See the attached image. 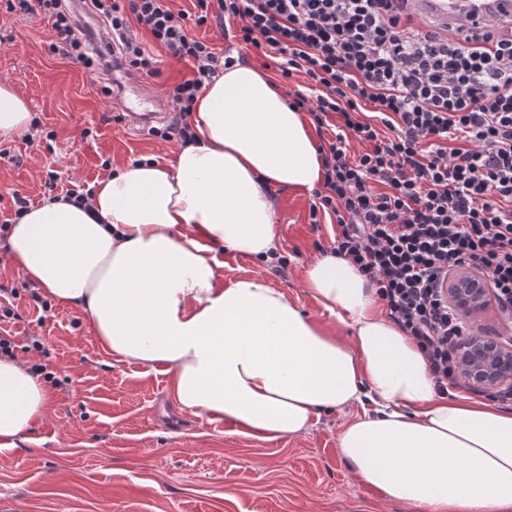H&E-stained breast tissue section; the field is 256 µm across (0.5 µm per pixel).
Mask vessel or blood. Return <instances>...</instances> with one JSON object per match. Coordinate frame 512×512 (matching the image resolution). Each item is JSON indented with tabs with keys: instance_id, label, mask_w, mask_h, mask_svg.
<instances>
[{
	"instance_id": "b4317fda",
	"label": "vessel or blood",
	"mask_w": 512,
	"mask_h": 512,
	"mask_svg": "<svg viewBox=\"0 0 512 512\" xmlns=\"http://www.w3.org/2000/svg\"><path fill=\"white\" fill-rule=\"evenodd\" d=\"M461 6L466 8L471 23L482 24L493 15L502 25H512V0H412L414 16L433 27L454 22ZM112 105L123 113L128 127L134 130L150 127L165 118L154 89L141 78L118 82L112 92Z\"/></svg>"
}]
</instances>
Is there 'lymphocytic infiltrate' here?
Segmentation results:
<instances>
[{"mask_svg":"<svg viewBox=\"0 0 512 512\" xmlns=\"http://www.w3.org/2000/svg\"><path fill=\"white\" fill-rule=\"evenodd\" d=\"M169 2L91 0L105 39L77 34L66 0H7V9L48 18L52 50L88 70L153 75L140 29L191 63L192 77L168 94L182 120L164 131L184 144L194 139L184 115L235 62L192 29L236 21L243 48L277 59L284 80L303 76L290 106L326 133L311 209L335 217L333 253L373 285L438 392L457 387V346L478 327L450 304L449 276H487L512 327V29L489 21L470 31L463 15L441 33L418 24L410 0H192L178 12Z\"/></svg>","mask_w":512,"mask_h":512,"instance_id":"1","label":"lymphocytic infiltrate"}]
</instances>
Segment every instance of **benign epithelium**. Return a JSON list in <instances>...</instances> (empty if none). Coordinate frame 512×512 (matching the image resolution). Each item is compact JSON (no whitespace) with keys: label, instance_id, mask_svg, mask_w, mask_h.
Segmentation results:
<instances>
[{"label":"benign epithelium","instance_id":"obj_1","mask_svg":"<svg viewBox=\"0 0 512 512\" xmlns=\"http://www.w3.org/2000/svg\"><path fill=\"white\" fill-rule=\"evenodd\" d=\"M491 289L485 276L462 270L449 279L448 298L466 317L476 320L486 310ZM460 370L477 390L512 387V346L494 336H475L458 346Z\"/></svg>","mask_w":512,"mask_h":512}]
</instances>
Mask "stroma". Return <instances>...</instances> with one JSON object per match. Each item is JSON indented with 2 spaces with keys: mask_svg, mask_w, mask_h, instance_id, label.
<instances>
[{
  "mask_svg": "<svg viewBox=\"0 0 512 512\" xmlns=\"http://www.w3.org/2000/svg\"><path fill=\"white\" fill-rule=\"evenodd\" d=\"M139 40L158 60L150 81L160 93L193 70L154 44ZM52 30L41 17L7 12L0 0V79L23 96L41 135L0 138V221L13 218L14 195L31 204L44 198L47 172L57 194L92 187L103 160L122 167L152 157L170 162L177 141L139 136L120 121L94 76L49 49ZM276 233L288 267L218 250L222 282L258 277L286 294L329 329L338 324L301 285L305 265L328 251L336 229L313 222L312 192L272 187ZM16 288V357L35 361L27 337H43L53 412L24 442L0 449V512H413L404 503L355 478L342 460L337 432L362 408L322 415L309 432L262 440L227 420L179 410L168 376L116 359L99 342L81 310L51 302L38 311L27 299L28 281L0 261V282Z\"/></svg>",
  "mask_w": 512,
  "mask_h": 512,
  "instance_id": "35a3bbf8",
  "label": "stroma"
}]
</instances>
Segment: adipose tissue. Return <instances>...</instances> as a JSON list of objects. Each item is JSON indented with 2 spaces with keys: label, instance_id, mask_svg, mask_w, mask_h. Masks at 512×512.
<instances>
[{
  "label": "adipose tissue",
  "instance_id": "1",
  "mask_svg": "<svg viewBox=\"0 0 512 512\" xmlns=\"http://www.w3.org/2000/svg\"><path fill=\"white\" fill-rule=\"evenodd\" d=\"M192 129L171 163L119 169L80 204L30 206L11 227L10 264L81 309L114 357L169 373L194 415L274 440L359 403L336 440L360 481L417 512H512V411L438 394L422 352L348 260L322 253L302 280L344 338L265 280L222 283L216 246L271 261V186L323 180L303 113L238 63L201 90ZM30 130L27 101L0 82V138ZM49 412L43 380L0 359V447Z\"/></svg>",
  "mask_w": 512,
  "mask_h": 512
}]
</instances>
